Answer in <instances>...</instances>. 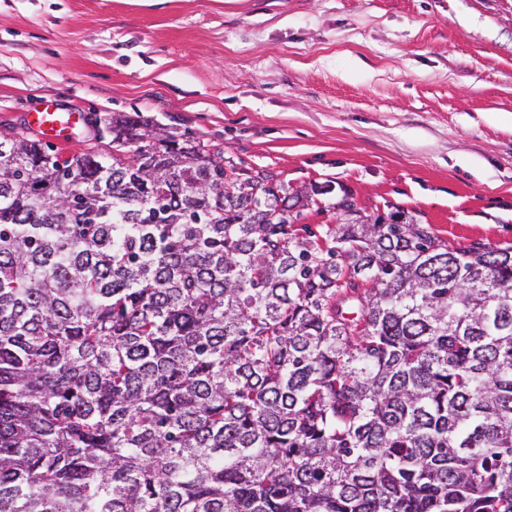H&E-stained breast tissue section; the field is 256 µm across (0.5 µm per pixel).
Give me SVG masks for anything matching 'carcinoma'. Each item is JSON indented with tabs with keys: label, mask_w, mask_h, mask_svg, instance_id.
Wrapping results in <instances>:
<instances>
[{
	"label": "carcinoma",
	"mask_w": 512,
	"mask_h": 512,
	"mask_svg": "<svg viewBox=\"0 0 512 512\" xmlns=\"http://www.w3.org/2000/svg\"><path fill=\"white\" fill-rule=\"evenodd\" d=\"M0 133V512H512V243Z\"/></svg>",
	"instance_id": "obj_1"
}]
</instances>
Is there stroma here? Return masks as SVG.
<instances>
[{"label":"stroma","instance_id":"1","mask_svg":"<svg viewBox=\"0 0 512 512\" xmlns=\"http://www.w3.org/2000/svg\"><path fill=\"white\" fill-rule=\"evenodd\" d=\"M53 102L94 126L138 112L215 158L328 185L449 247L512 242V0H0V131Z\"/></svg>","mask_w":512,"mask_h":512}]
</instances>
